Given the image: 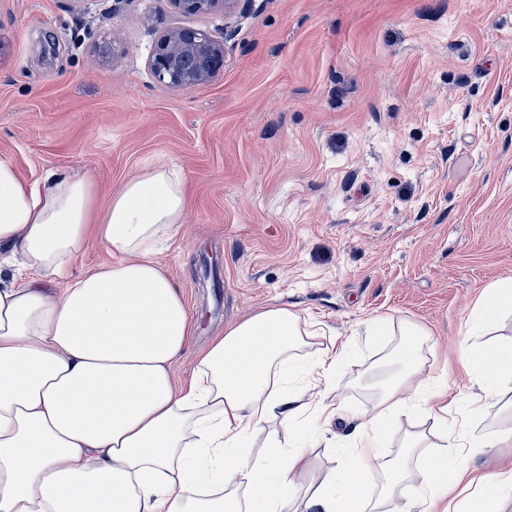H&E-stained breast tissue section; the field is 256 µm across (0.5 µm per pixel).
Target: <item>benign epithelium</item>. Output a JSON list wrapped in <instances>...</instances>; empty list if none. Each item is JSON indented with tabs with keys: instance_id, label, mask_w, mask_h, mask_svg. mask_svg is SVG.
Instances as JSON below:
<instances>
[{
	"instance_id": "benign-epithelium-1",
	"label": "benign epithelium",
	"mask_w": 512,
	"mask_h": 512,
	"mask_svg": "<svg viewBox=\"0 0 512 512\" xmlns=\"http://www.w3.org/2000/svg\"><path fill=\"white\" fill-rule=\"evenodd\" d=\"M185 14L226 12L237 0H173ZM156 79L178 91H190L212 82L224 67V42L199 29L171 28L155 40L150 59Z\"/></svg>"
}]
</instances>
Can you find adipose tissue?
Wrapping results in <instances>:
<instances>
[{
	"label": "adipose tissue",
	"mask_w": 512,
	"mask_h": 512,
	"mask_svg": "<svg viewBox=\"0 0 512 512\" xmlns=\"http://www.w3.org/2000/svg\"><path fill=\"white\" fill-rule=\"evenodd\" d=\"M183 179L165 168L131 177L104 215L91 181L50 171L24 184L0 160V512H389L415 469L421 512L461 485L481 493L463 512H494L512 475L474 478L463 448L488 436L448 426V382L427 370L428 333L401 324L400 369L380 362L372 414L345 397L327 401L351 350L307 352L315 323L288 306L261 310L225 330L177 387L172 367L191 336L186 304L155 257L178 233ZM96 231L114 260L74 278L69 269ZM462 358L488 396L512 392V345L466 346ZM419 414L384 460L386 426ZM358 426L336 467L308 481L310 450L333 419ZM287 439L252 446L263 425ZM448 447L429 454L432 439Z\"/></svg>",
	"instance_id": "1"
}]
</instances>
